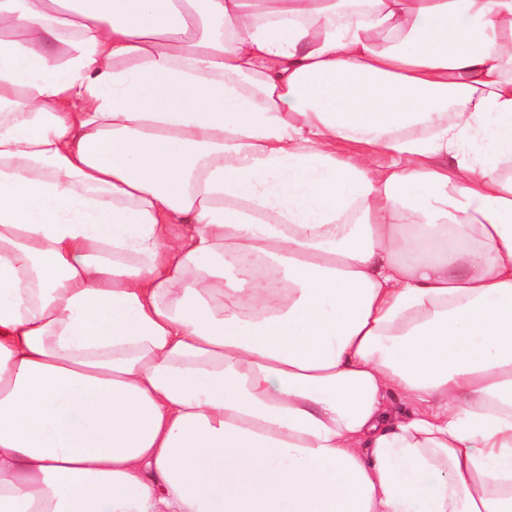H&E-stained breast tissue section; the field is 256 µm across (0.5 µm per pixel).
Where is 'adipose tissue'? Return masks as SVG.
Here are the masks:
<instances>
[{
    "label": "adipose tissue",
    "instance_id": "1",
    "mask_svg": "<svg viewBox=\"0 0 512 512\" xmlns=\"http://www.w3.org/2000/svg\"><path fill=\"white\" fill-rule=\"evenodd\" d=\"M511 163L512 0H0V512H512Z\"/></svg>",
    "mask_w": 512,
    "mask_h": 512
}]
</instances>
